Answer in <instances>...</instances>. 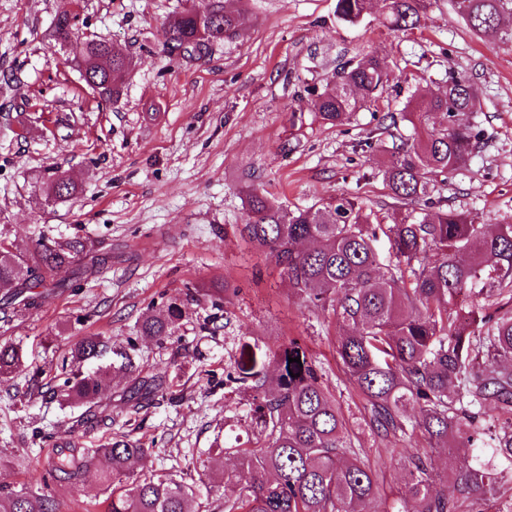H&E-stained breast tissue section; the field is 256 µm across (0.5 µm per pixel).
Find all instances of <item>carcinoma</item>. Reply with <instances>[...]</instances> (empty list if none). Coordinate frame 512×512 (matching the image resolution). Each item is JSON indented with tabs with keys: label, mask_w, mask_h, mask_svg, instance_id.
Here are the masks:
<instances>
[{
	"label": "carcinoma",
	"mask_w": 512,
	"mask_h": 512,
	"mask_svg": "<svg viewBox=\"0 0 512 512\" xmlns=\"http://www.w3.org/2000/svg\"><path fill=\"white\" fill-rule=\"evenodd\" d=\"M389 27L413 29L420 23L424 0H382ZM373 0H337L336 15L357 24ZM470 28L489 34L499 30L505 0H457ZM245 23L242 9L217 0H201L167 17L165 48L171 54L192 49L201 55L217 41L238 39ZM53 37L70 48L79 67L95 71L99 61L112 65V81L96 77L93 89L102 99L116 101L123 93L129 56L115 44L80 39L70 12L60 11ZM390 81L384 62L375 56L348 60L334 80L308 88L314 116L324 125H343L367 103L376 102ZM411 98L413 133H388L391 145H379L390 155L381 170L392 197L405 208L396 224H382L358 201L343 194L321 206L291 210L251 189L245 206L250 221L241 233L288 280V286L314 309L332 316L339 329L338 355L345 374L369 405V426L387 435L446 443L471 440L480 433L482 410L512 409V309L479 313L470 310L450 319L451 307L463 291L481 287L493 295L508 293L512 302V224L490 233L477 218L451 211L437 192L439 178L464 166L479 141L475 128L453 119L471 112L475 101L469 85L450 76L441 92L418 86ZM443 112L448 126L426 129L425 117ZM78 184L65 171L55 170L43 183L48 200L76 194ZM389 240L392 258H381L377 243ZM86 244L80 238L43 239L34 253L18 257L0 241V288H12L11 304L23 312L40 304L49 288H67L93 275L87 265ZM181 310L147 316L146 336L168 335ZM104 341L89 336L75 344L74 357L98 355ZM298 357L301 363L289 362ZM20 362L11 346H0V377ZM277 377L269 393L267 369ZM104 372L64 381L68 395L83 400L99 393ZM237 381L255 392L253 412L260 446L238 448L236 468L224 471V484L238 487L224 498V512H369L379 493L370 465L358 457L346 419L336 399L324 388L312 359L294 337L276 349L241 346ZM411 406L418 420L403 419ZM106 457L112 481L108 512H208L194 485L157 474H140L137 465L146 449L120 438L98 449ZM512 464V421L496 438L486 460H461L451 483L434 485L429 456L405 457L407 485L415 512H463L476 505L492 482L495 463ZM52 470L65 479L90 472L88 452L72 440L56 445ZM0 512H57L55 501L27 488L0 495Z\"/></svg>",
	"instance_id": "cac0c4a2"
}]
</instances>
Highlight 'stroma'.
I'll return each instance as SVG.
<instances>
[{
	"instance_id": "35a3bbf8",
	"label": "stroma",
	"mask_w": 512,
	"mask_h": 512,
	"mask_svg": "<svg viewBox=\"0 0 512 512\" xmlns=\"http://www.w3.org/2000/svg\"><path fill=\"white\" fill-rule=\"evenodd\" d=\"M337 0H248L245 34L200 56H170L162 21L186 0H0V237L27 255L38 235L80 237L91 257L111 254L103 272L46 303L15 315L0 288V345L21 363L0 378V492L40 487L60 512H106L111 484L93 476L47 480L51 450L75 437L99 448L126 436L147 448L145 473L165 474L208 489L209 500L234 494L221 474L234 455L225 443L254 446L252 393L229 382L241 343L269 347L300 338L348 421L361 458L377 471L373 512H394L408 495L400 442L369 427L365 402L337 353L334 321L296 296L274 265L242 240L247 190L268 192L288 208H307L343 194L400 220L398 203L379 173L381 118L401 129L415 85L444 88L468 80L479 111L460 113L480 130L468 163L450 174L445 207L488 228L512 224V18L497 34H475L455 0H424L421 24L388 27L375 6L359 24L336 16ZM79 35L118 44L135 66L122 96L107 102L80 78L68 49L51 36L61 9ZM383 58L392 77L378 102L350 123L315 120L306 94L332 79L340 62ZM79 185L71 199L45 203L39 188L53 167ZM236 295L222 306L209 294L222 285ZM178 304L167 337L140 331L144 317ZM88 336L106 346L73 363ZM109 368L96 395L106 421L79 424L86 405L62 389L71 370ZM161 380L136 401L133 379ZM512 413L488 408L484 432L439 446L422 437L410 446L431 455L442 479L456 461L485 447Z\"/></svg>"
}]
</instances>
